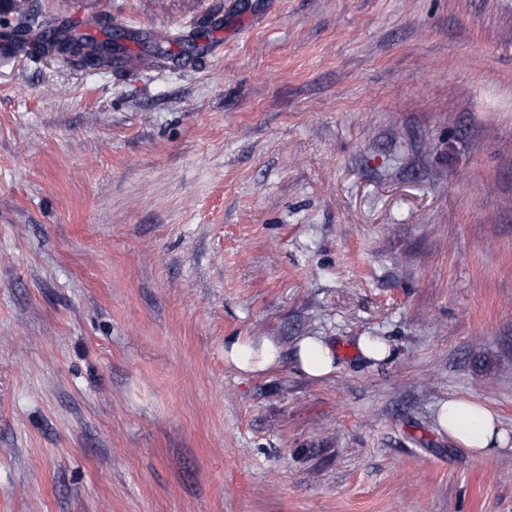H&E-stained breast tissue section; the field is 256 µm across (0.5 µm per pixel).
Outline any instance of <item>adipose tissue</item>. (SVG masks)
<instances>
[{"instance_id": "ef3b65f1", "label": "adipose tissue", "mask_w": 512, "mask_h": 512, "mask_svg": "<svg viewBox=\"0 0 512 512\" xmlns=\"http://www.w3.org/2000/svg\"><path fill=\"white\" fill-rule=\"evenodd\" d=\"M282 351L270 337L231 338L224 344V356L242 374H262L278 366ZM296 364L307 378L318 380L337 369L334 347L319 336H305L296 344ZM438 426L457 444L475 456L512 446V436L502 429L498 416L486 405L449 398L436 413Z\"/></svg>"}]
</instances>
